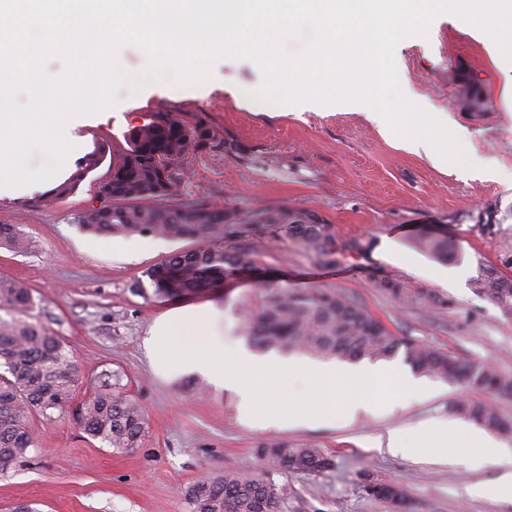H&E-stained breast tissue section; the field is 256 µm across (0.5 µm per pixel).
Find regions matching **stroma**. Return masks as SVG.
I'll list each match as a JSON object with an SVG mask.
<instances>
[{
    "label": "stroma",
    "instance_id": "1",
    "mask_svg": "<svg viewBox=\"0 0 512 512\" xmlns=\"http://www.w3.org/2000/svg\"><path fill=\"white\" fill-rule=\"evenodd\" d=\"M395 59L405 85L429 111L446 113L469 155L488 161L499 179L466 178L458 167L405 151L367 120L359 102L257 98L262 73L248 60L219 62L213 80L199 87L157 82L134 96L120 89L111 114L72 129L82 152L103 141L121 151L129 133L157 113L203 120L218 138L185 156L180 200L313 210L335 226L338 240L372 241L367 254L333 267L314 264L286 238L256 243L250 272L193 295L223 305L225 353L250 344L240 308L257 304L261 286L288 285L354 296L396 334L512 372V315L474 289L487 268L512 281V67L477 28L452 15L436 18L427 36L401 40ZM452 71L475 82L483 111L460 109ZM105 176L97 169L51 202L47 182L0 193V224L15 225L32 243L23 252L0 248V277L25 281L35 315L66 343L79 368L75 403L100 375H119L144 409L147 433L139 448L119 453L88 439L74 408L30 419L34 447L16 471L0 475V512H189L184 491L203 470L255 461L258 446L272 440L315 444L332 461L319 473L278 475L288 487L281 512H396L366 493L370 482L403 487L410 512H512V493L484 491L512 467L441 465L416 451L423 423L459 422L450 405L469 393L458 383L421 374L425 396L402 394L392 407L354 417L261 428L242 419L234 390H214L193 376L159 377L145 341L175 302L156 295L147 271L193 242L114 235L109 248L98 249L96 236L74 219L98 204ZM425 226L446 229L458 258L439 261L418 250L413 239ZM383 280L449 303L429 310L395 302L380 290ZM391 431L404 453L379 447Z\"/></svg>",
    "mask_w": 512,
    "mask_h": 512
}]
</instances>
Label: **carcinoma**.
<instances>
[{
	"label": "carcinoma",
	"mask_w": 512,
	"mask_h": 512,
	"mask_svg": "<svg viewBox=\"0 0 512 512\" xmlns=\"http://www.w3.org/2000/svg\"><path fill=\"white\" fill-rule=\"evenodd\" d=\"M216 133L201 121L190 123L162 113L134 129L128 148L112 153L106 143L88 152L77 170L48 193L53 201L70 193L104 161L106 179L99 185L101 207H88L75 223L96 235L146 234L163 239L189 238L195 246L175 252L148 271L156 294L179 297L232 280L251 266L249 244L262 238L290 239L321 265H334L346 256L363 255L367 241L339 242L334 225L317 212L286 205L239 210L208 199L180 201L182 159L215 140ZM414 244L437 260L459 255L456 242L435 233L415 237ZM0 247L22 250L25 243L13 224H0ZM379 288L412 305L446 306L448 301L423 289L383 280ZM479 293L512 315V282L489 268L476 281ZM32 290L20 280L0 278V475L25 461L32 440L29 418L50 417L70 407L78 385L77 367L62 338L33 320ZM244 328L261 350L304 353L323 359L386 360L403 354L417 373L459 382L474 393L512 396V373L488 362L445 352L410 336H399L353 297L320 289L291 287L261 293L257 307L244 315ZM453 410L484 429L508 434L512 423L497 408L461 399ZM78 423L88 438L115 451L140 445L147 423L140 404L123 390L116 374L92 387L78 406ZM259 463L245 469L207 472L189 485V512H281L287 487L274 475L321 472L331 466L321 449L286 441L262 443ZM368 494L398 509L407 504L404 489L387 483L367 485Z\"/></svg>",
	"instance_id": "carcinoma-1"
}]
</instances>
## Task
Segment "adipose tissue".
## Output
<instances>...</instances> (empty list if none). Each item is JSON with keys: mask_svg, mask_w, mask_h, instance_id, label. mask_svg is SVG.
I'll return each mask as SVG.
<instances>
[{"mask_svg": "<svg viewBox=\"0 0 512 512\" xmlns=\"http://www.w3.org/2000/svg\"><path fill=\"white\" fill-rule=\"evenodd\" d=\"M223 321V308L210 301L185 303L159 318L146 340L157 373L166 378L195 374L206 378L215 389L234 387L243 409L267 425L304 421L312 415L327 419L339 410L350 416L371 410L388 403L396 384L413 395L423 392L418 383L387 368L260 360L244 351L225 358L224 343L218 337ZM296 374L313 381L310 407L288 405L271 382L275 375L287 378ZM424 433L425 447L431 448L433 459L440 462L463 456L472 468L482 469L512 459V449L474 426L432 422L425 425Z\"/></svg>", "mask_w": 512, "mask_h": 512, "instance_id": "adipose-tissue-1", "label": "adipose tissue"}]
</instances>
